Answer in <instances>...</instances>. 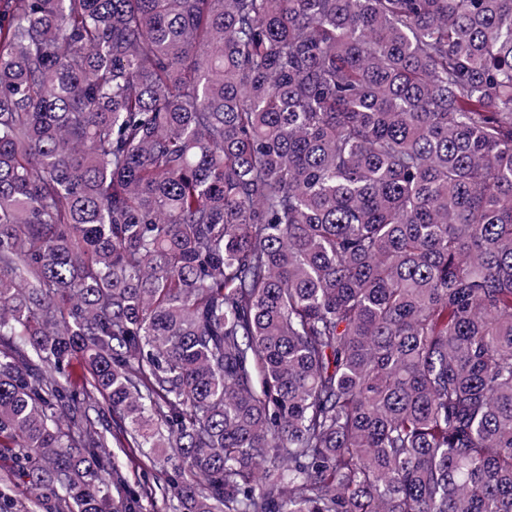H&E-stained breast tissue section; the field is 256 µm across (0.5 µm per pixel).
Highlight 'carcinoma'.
<instances>
[{
  "label": "carcinoma",
  "instance_id": "1",
  "mask_svg": "<svg viewBox=\"0 0 512 512\" xmlns=\"http://www.w3.org/2000/svg\"><path fill=\"white\" fill-rule=\"evenodd\" d=\"M113 446L512 512V0H0V512H132Z\"/></svg>",
  "mask_w": 512,
  "mask_h": 512
}]
</instances>
